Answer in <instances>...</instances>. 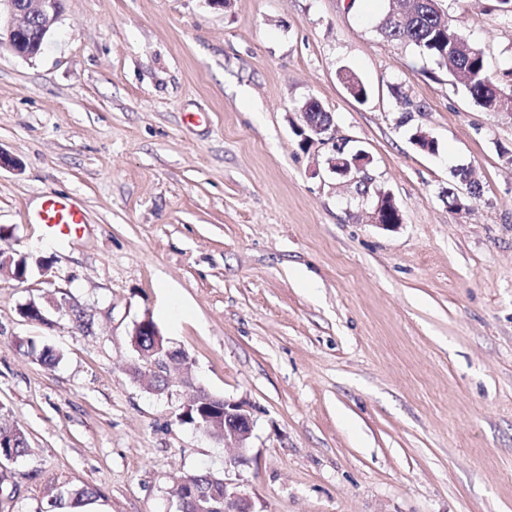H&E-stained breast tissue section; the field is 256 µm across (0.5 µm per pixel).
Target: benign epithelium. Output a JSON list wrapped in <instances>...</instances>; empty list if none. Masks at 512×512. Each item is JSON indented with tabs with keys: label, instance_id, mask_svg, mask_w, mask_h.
<instances>
[{
	"label": "benign epithelium",
	"instance_id": "7a95c632",
	"mask_svg": "<svg viewBox=\"0 0 512 512\" xmlns=\"http://www.w3.org/2000/svg\"><path fill=\"white\" fill-rule=\"evenodd\" d=\"M60 12L61 0H0V49L6 48L24 58L37 56ZM302 117L303 125L299 130L303 140L310 144L329 145L332 153H337L340 145L336 143V126L333 121H313L307 112L302 113ZM369 162L370 157L362 150L350 162L334 158L328 160L329 171L335 175L347 177L353 172L357 173L352 181L356 183L361 195L367 193ZM389 212L383 196H378V202L371 214L372 222L386 228L396 226V223L389 220ZM142 336L151 337V344L142 345ZM132 342L138 354V363L134 365V370L139 372V376L154 381L162 380L166 388L174 383L170 370L182 359L185 352L169 346L157 325L151 322V318L146 317L135 324ZM179 383L204 398V405L208 406L211 413L210 425L204 427L196 423L194 427L213 439L215 422L223 421L224 447L232 450L229 466L238 468L248 464L249 442L255 424L254 410L241 402L207 393L195 385L191 374L186 371L182 372ZM224 512H252L249 497L228 479L224 480Z\"/></svg>",
	"mask_w": 512,
	"mask_h": 512
}]
</instances>
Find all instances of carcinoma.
Wrapping results in <instances>:
<instances>
[{"label": "carcinoma", "mask_w": 512, "mask_h": 512, "mask_svg": "<svg viewBox=\"0 0 512 512\" xmlns=\"http://www.w3.org/2000/svg\"><path fill=\"white\" fill-rule=\"evenodd\" d=\"M400 12L387 13L381 33L390 40L414 46L419 54L462 78L467 96L486 112L499 111L501 94L512 96V68L495 73L483 52L473 46L459 21L450 18L440 0H406ZM340 79L358 101L368 97V88L355 74L345 72ZM28 440L18 425H0V459L14 460L26 455ZM177 491L184 498V512H224V477L202 470L180 477ZM92 496L87 487H73L47 500L44 512H57L70 502L79 504Z\"/></svg>", "instance_id": "obj_1"}]
</instances>
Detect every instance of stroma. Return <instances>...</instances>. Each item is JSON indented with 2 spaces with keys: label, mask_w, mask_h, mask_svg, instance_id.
<instances>
[{
  "label": "stroma",
  "mask_w": 512,
  "mask_h": 512,
  "mask_svg": "<svg viewBox=\"0 0 512 512\" xmlns=\"http://www.w3.org/2000/svg\"><path fill=\"white\" fill-rule=\"evenodd\" d=\"M441 3L512 68L496 0ZM388 7L63 0L40 54L0 51V150L21 163L0 170V250L43 261L0 275V416L29 444L0 459V512L71 485L98 512H179L175 482L200 470L252 512H512V114L384 38ZM309 99L369 155L367 195L303 145ZM460 168L483 186L467 212L444 197ZM380 192L395 228L371 221ZM52 194L83 208L79 238L31 223ZM146 317L197 385L253 407L248 465L179 422L183 387L133 378Z\"/></svg>",
  "instance_id": "obj_1"
}]
</instances>
